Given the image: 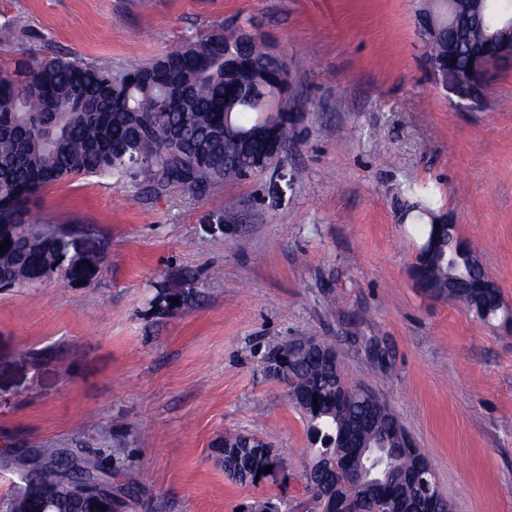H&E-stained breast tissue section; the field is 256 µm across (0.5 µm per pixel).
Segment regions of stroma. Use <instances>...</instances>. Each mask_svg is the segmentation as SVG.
<instances>
[{
    "label": "stroma",
    "mask_w": 512,
    "mask_h": 512,
    "mask_svg": "<svg viewBox=\"0 0 512 512\" xmlns=\"http://www.w3.org/2000/svg\"><path fill=\"white\" fill-rule=\"evenodd\" d=\"M0 0V67L57 55L120 68L218 27L286 61L295 135L279 165L204 193L116 176L40 191L31 216L106 256L96 288L53 273L0 289V512L24 449L102 462L131 512H241L259 498L311 512L308 426L272 345L314 336L384 402L432 464L452 512H512V62L457 107L422 63L421 0ZM436 213L476 248L504 308L484 321L416 288ZM191 293L168 306L169 293ZM261 438L288 479L231 480L215 445Z\"/></svg>",
    "instance_id": "35a3bbf8"
}]
</instances>
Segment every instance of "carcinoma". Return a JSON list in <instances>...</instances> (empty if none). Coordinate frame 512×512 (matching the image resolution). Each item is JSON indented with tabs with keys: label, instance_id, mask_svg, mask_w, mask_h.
Listing matches in <instances>:
<instances>
[{
	"label": "carcinoma",
	"instance_id": "obj_1",
	"mask_svg": "<svg viewBox=\"0 0 512 512\" xmlns=\"http://www.w3.org/2000/svg\"><path fill=\"white\" fill-rule=\"evenodd\" d=\"M430 6L417 19L423 36V64L427 71L455 60L468 68L475 45L456 40V31L475 22L468 16L448 26L446 0H428ZM239 47V66L224 68V47ZM164 67L168 80L147 82L143 74ZM287 70L282 57L263 42H245L241 33L223 28L201 40L175 48L157 60L119 69L77 58L46 56L19 60L0 72V225L10 224L0 244V281L31 287L44 274L61 266L83 288L97 284L99 273L78 260L63 257L60 241L68 231L35 223L29 205L33 197L66 178L118 174L142 180L155 194L171 185L201 193L224 180H246L250 156L240 150L238 133L267 119L280 105L282 89L277 75ZM420 214H435L431 193H421L412 203ZM425 236L437 238L438 255L455 253L456 263L436 260L427 276L440 285L466 272L469 244L461 237L426 225ZM470 278L454 293L470 301L483 320L497 317L502 299L495 288H472ZM300 378L307 386L304 410L309 420L315 468L354 457L355 445L381 439L390 454L397 448V418L378 411L347 383L336 352L309 353L301 347L292 354L291 372L275 375ZM345 385L336 402V382ZM38 507L46 512H84L74 492V470L57 457V449H38ZM251 465L249 450L226 473L241 482V471ZM379 481L392 485V507L411 494L407 480L391 469Z\"/></svg>",
	"mask_w": 512,
	"mask_h": 512
}]
</instances>
